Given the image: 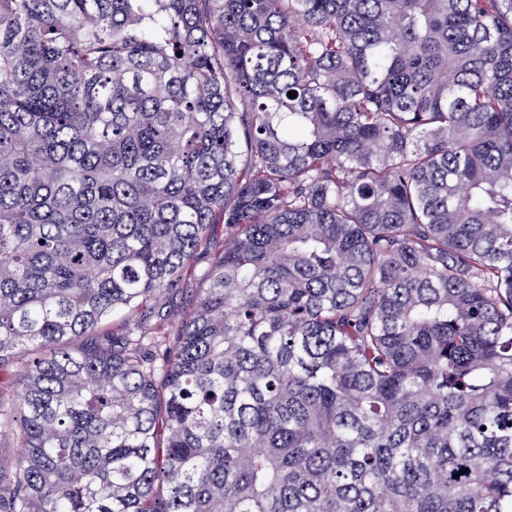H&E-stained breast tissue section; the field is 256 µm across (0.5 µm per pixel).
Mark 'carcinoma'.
I'll list each match as a JSON object with an SVG mask.
<instances>
[{
	"instance_id": "cac0c4a2",
	"label": "carcinoma",
	"mask_w": 512,
	"mask_h": 512,
	"mask_svg": "<svg viewBox=\"0 0 512 512\" xmlns=\"http://www.w3.org/2000/svg\"><path fill=\"white\" fill-rule=\"evenodd\" d=\"M10 358L0 512H512V0H0ZM228 238L224 225L215 224L207 247L201 249L195 258L197 277L182 279L172 290L157 295L153 301L154 307L160 309V312L169 313L175 320L182 319L193 308L199 288H203L200 275L209 266L212 256L224 250V242ZM21 359H10L5 361L0 368V403L7 406L10 404L13 395L19 389L18 381L20 374ZM19 452V442L12 427L0 425V461L5 470H8Z\"/></svg>"
}]
</instances>
